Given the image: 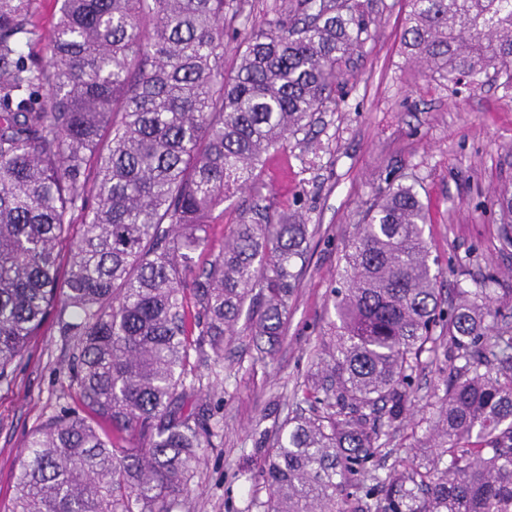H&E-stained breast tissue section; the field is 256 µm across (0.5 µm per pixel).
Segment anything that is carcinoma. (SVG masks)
<instances>
[{
    "mask_svg": "<svg viewBox=\"0 0 512 512\" xmlns=\"http://www.w3.org/2000/svg\"><path fill=\"white\" fill-rule=\"evenodd\" d=\"M58 2L46 36L35 0H0V384L54 309L79 349L74 406L31 435L12 512H175L217 436L191 356L223 359L246 305L271 351L308 236L266 210L214 255L209 224L336 101L376 20L363 0H281L226 73L225 0ZM408 2V61L439 82L491 72L512 87V0ZM495 205L512 243V194ZM426 225L416 185L393 181L357 225L327 359L267 450L261 512H512V321L492 274L442 296ZM425 353L460 365L422 398ZM417 405L430 456L372 473Z\"/></svg>",
    "mask_w": 512,
    "mask_h": 512,
    "instance_id": "cac0c4a2",
    "label": "carcinoma"
}]
</instances>
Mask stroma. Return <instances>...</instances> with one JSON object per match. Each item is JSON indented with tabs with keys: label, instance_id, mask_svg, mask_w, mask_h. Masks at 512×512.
<instances>
[{
	"label": "stroma",
	"instance_id": "1",
	"mask_svg": "<svg viewBox=\"0 0 512 512\" xmlns=\"http://www.w3.org/2000/svg\"><path fill=\"white\" fill-rule=\"evenodd\" d=\"M274 6L275 0H249L246 17L226 23V70L236 65L238 30L273 18ZM372 8L375 37L350 62L353 78L337 104L320 112L308 132L315 166L301 163L299 146L272 156L251 189L225 201L223 216L209 228L211 248L220 251L228 225L270 204L299 210L310 235L294 261L299 286L272 355L258 359L243 317L222 361L204 357L195 364L192 376L216 407L218 436L194 466L178 512H246L251 498L266 499L257 480L264 445L296 412L293 389L323 349L325 303L344 266L343 248L387 178L417 183L444 295L475 288L491 273L512 288V244L501 235L494 204L502 190H512V87L490 75L475 87L429 79L403 54L408 0H372ZM77 355L75 340L48 315L12 383L0 387V512H10L30 434L71 402L69 371Z\"/></svg>",
	"mask_w": 512,
	"mask_h": 512
}]
</instances>
